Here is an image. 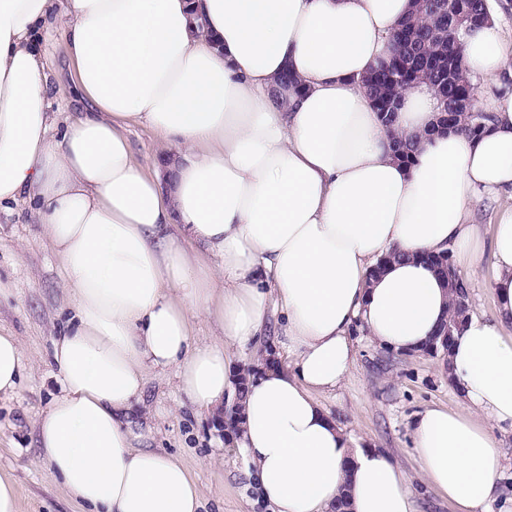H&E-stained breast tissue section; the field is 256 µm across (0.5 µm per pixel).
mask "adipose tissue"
<instances>
[{"mask_svg": "<svg viewBox=\"0 0 512 512\" xmlns=\"http://www.w3.org/2000/svg\"><path fill=\"white\" fill-rule=\"evenodd\" d=\"M412 0H0V205L30 203L72 310L53 342L60 392L37 419L40 460L86 512H200L198 486L153 448L142 412L151 376L174 370L181 398L217 415L273 512H418L402 467L361 447L319 397L354 360L352 336L418 354L448 316L424 254L472 270L489 240L492 317L472 315L446 358L457 409L410 424L431 486L456 512H512L500 437L512 435V94L480 137L432 133L433 91L404 92L395 124L418 134L411 163L361 84L388 53ZM62 33L73 99L57 124L42 33ZM466 69L507 61L498 24L461 37ZM133 125L171 147L148 173ZM497 204L484 229L477 203ZM245 397L227 345L259 346ZM219 340L199 341L193 319ZM25 369L0 333V394Z\"/></svg>", "mask_w": 512, "mask_h": 512, "instance_id": "adipose-tissue-1", "label": "adipose tissue"}]
</instances>
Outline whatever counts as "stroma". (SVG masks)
I'll return each mask as SVG.
<instances>
[{
  "label": "stroma",
  "mask_w": 512,
  "mask_h": 512,
  "mask_svg": "<svg viewBox=\"0 0 512 512\" xmlns=\"http://www.w3.org/2000/svg\"><path fill=\"white\" fill-rule=\"evenodd\" d=\"M41 50L51 73L54 108L72 109L64 45L58 32L44 35ZM491 252L481 272L458 265L469 286L473 312L491 316ZM69 315L66 291L49 240L26 204L0 207V329L17 336L27 370L16 394L0 397V475L15 483L19 512H82L61 483L42 467L36 419L59 392L53 377V340ZM355 361L336 391L321 395L328 412L361 443L386 451L418 494L419 512H453L447 498L424 479L409 435L413 413L432 406L459 408L460 400L439 357L389 351L367 335L353 338ZM174 372L151 378L143 409L157 429L155 445L180 458L194 477L204 512H271L259 502L248 462L226 443L213 415L179 403Z\"/></svg>",
  "instance_id": "35a3bbf8"
}]
</instances>
